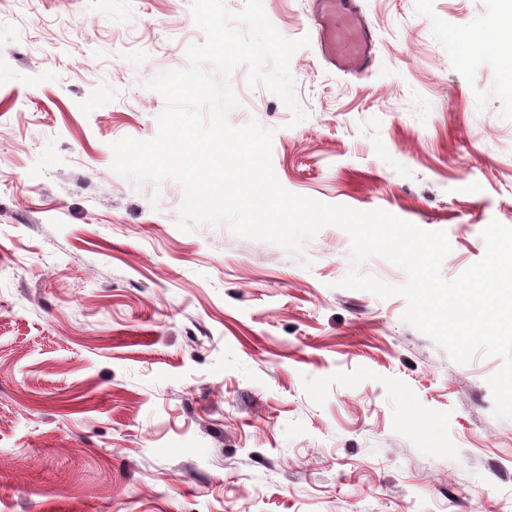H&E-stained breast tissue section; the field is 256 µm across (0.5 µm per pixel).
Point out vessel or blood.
I'll return each instance as SVG.
<instances>
[{
	"mask_svg": "<svg viewBox=\"0 0 512 512\" xmlns=\"http://www.w3.org/2000/svg\"><path fill=\"white\" fill-rule=\"evenodd\" d=\"M313 19L326 63L358 73L373 66V32L354 0H313Z\"/></svg>",
	"mask_w": 512,
	"mask_h": 512,
	"instance_id": "b4317fda",
	"label": "vessel or blood"
}]
</instances>
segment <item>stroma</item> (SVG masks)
Segmentation results:
<instances>
[{
    "label": "stroma",
    "mask_w": 512,
    "mask_h": 512,
    "mask_svg": "<svg viewBox=\"0 0 512 512\" xmlns=\"http://www.w3.org/2000/svg\"><path fill=\"white\" fill-rule=\"evenodd\" d=\"M370 71L322 58L312 0H263L306 117L247 66L235 125L273 130L289 192L445 232L452 280L512 227V89L485 25L512 0H356ZM191 0H0V512H512L497 356L451 360L404 272L328 226L291 255L177 226L174 180L112 169L152 139L146 84L203 43Z\"/></svg>",
    "instance_id": "obj_1"
}]
</instances>
